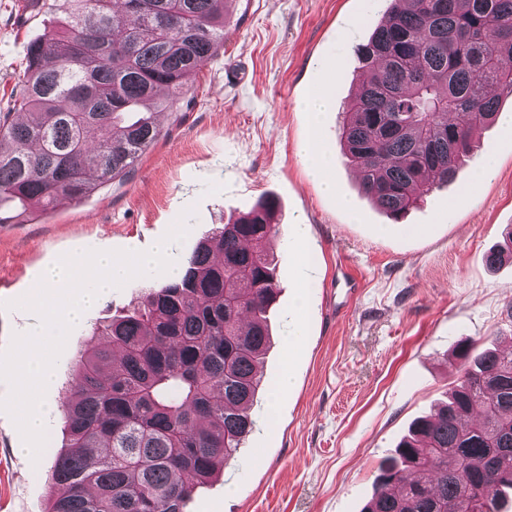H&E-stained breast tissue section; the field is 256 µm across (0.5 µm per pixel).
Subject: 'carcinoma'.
I'll list each match as a JSON object with an SVG mask.
<instances>
[{
	"label": "carcinoma",
	"instance_id": "1",
	"mask_svg": "<svg viewBox=\"0 0 512 512\" xmlns=\"http://www.w3.org/2000/svg\"><path fill=\"white\" fill-rule=\"evenodd\" d=\"M226 0H67L26 48L0 114V224L122 182L156 116L224 47ZM340 143L361 193L392 219L454 182L475 131L512 98V0H391L358 50ZM27 119H10L13 112ZM278 202L216 226L179 277L112 315L77 357L48 512H184L252 432ZM512 262V233L486 263ZM460 376L379 468L362 512H501L512 497V349L457 345Z\"/></svg>",
	"mask_w": 512,
	"mask_h": 512
}]
</instances>
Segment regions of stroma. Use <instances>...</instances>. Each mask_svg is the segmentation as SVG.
<instances>
[{
    "mask_svg": "<svg viewBox=\"0 0 512 512\" xmlns=\"http://www.w3.org/2000/svg\"><path fill=\"white\" fill-rule=\"evenodd\" d=\"M0 0V113L23 80L27 44L58 30L64 0L21 14ZM389 0H229L224 47L189 84L183 105L159 116L161 138L121 184L79 202L31 210L0 224V302L35 292L41 271L87 250L145 251L177 222L189 233L169 252L183 265L214 225L262 196L280 203L274 248L279 294L270 313L264 388L256 426L223 475L194 493L186 512H361L382 460L410 423L430 412L459 375L454 347L512 337V264L489 267L486 253L512 225V101L485 126L455 182L398 221L358 188L337 137L341 106L356 88L357 49ZM329 92L319 150L331 161L336 192L324 194L299 153L309 134L301 99ZM494 175H474L487 152ZM307 226L313 270L290 255L293 226ZM358 283L348 295L343 273ZM166 275L113 289L70 332L44 404L52 410L39 459L23 452L11 416L0 411V512H47L52 462L65 443L59 400L80 351L98 342L95 326L132 308ZM302 307L305 335L288 351V313ZM294 388L277 394L284 371ZM275 412L267 407L273 395Z\"/></svg>",
    "mask_w": 512,
    "mask_h": 512,
    "instance_id": "stroma-1",
    "label": "stroma"
}]
</instances>
